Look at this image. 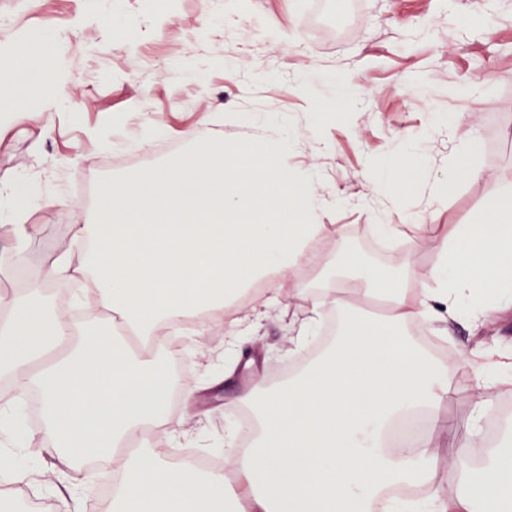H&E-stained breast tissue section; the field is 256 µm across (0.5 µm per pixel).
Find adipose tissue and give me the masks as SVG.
<instances>
[{
    "label": "adipose tissue",
    "instance_id": "obj_1",
    "mask_svg": "<svg viewBox=\"0 0 512 512\" xmlns=\"http://www.w3.org/2000/svg\"><path fill=\"white\" fill-rule=\"evenodd\" d=\"M0 102L20 108L39 136L53 128L62 106L46 74L58 63L46 36L26 34L0 51ZM40 101L37 112L22 104ZM412 149L400 147L377 166V190L391 193L411 179ZM309 177L288 164L280 137L244 138L232 145L191 136L188 148L138 174L102 181L96 223L72 211L70 247L47 280L93 278L98 306L122 312L139 336L158 337L190 315L194 335L212 324L236 336L243 320L236 299L251 293L256 307L298 300L305 317L297 345L324 315L340 314L332 350L287 385L264 394L250 446L234 448V485L223 475L139 454L124 472V488L102 512H368L377 490L422 481L425 502L389 500L383 512H512V443L500 444L486 468L466 460L487 411L483 398L512 385V352L478 346L464 357L479 402L467 420H441L433 407L447 399L446 370L424 352L403 350L407 328L430 329L462 317L482 322L512 311V194L495 196L472 224L454 225L437 243L442 255L428 273L400 276L370 270L349 282L327 279L284 296L277 279L303 274L302 259L323 240L345 255L349 225L328 233L315 223ZM267 281L263 290L253 285ZM385 301L381 319L353 312L349 297ZM0 323V376L20 389L38 387L51 453L68 466L111 458L145 428L168 421L167 380L155 350H132L106 326L75 329L40 288L14 294ZM430 409V423L448 436L455 458L448 470L430 462L428 441L385 449L390 423L410 408Z\"/></svg>",
    "mask_w": 512,
    "mask_h": 512
}]
</instances>
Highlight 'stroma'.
Listing matches in <instances>:
<instances>
[{
  "label": "stroma",
  "mask_w": 512,
  "mask_h": 512,
  "mask_svg": "<svg viewBox=\"0 0 512 512\" xmlns=\"http://www.w3.org/2000/svg\"><path fill=\"white\" fill-rule=\"evenodd\" d=\"M89 2L0 0V19L11 21L0 26V45L23 32L57 33L54 49L66 63L61 90L68 99L47 138L20 121L0 129V184L36 186L39 200L25 217L40 227L23 262L0 271V297L28 287L67 249L70 221L54 197L91 214L92 204L75 191L78 183L91 188L177 156L192 132L227 141L285 135L289 163L311 173L308 189L322 201L317 223L350 225L353 243L383 267L430 269L441 260L435 241L447 236L449 225L473 222L492 197L512 192V0H485V18L470 29L461 28L457 16L469 11L472 0H354L351 8L344 0H321L324 25L350 19L333 39L302 22L304 0H247L236 13L226 11L225 0H176V18L161 25L146 20L144 0L116 6L106 0L101 19L83 25L77 18ZM117 19L137 24L133 48L113 47ZM271 20L295 33L290 50L264 37ZM301 77L323 97L334 93L337 79L349 80L353 106L347 116L313 128L297 86ZM475 81L479 89L463 94ZM216 114L224 115V124L212 123ZM452 118L477 131L483 178L454 176L463 144L448 134ZM151 123L165 134L141 144ZM98 129L111 139L110 153L93 138ZM400 143L416 150L413 182L398 195L377 192L368 162ZM438 180L447 187L435 198L431 190ZM405 217L427 227L413 244L385 250L364 232L365 225L397 224ZM238 309L245 324L234 343H227L220 322L206 338L184 339L180 404L145 443L164 460L184 454L172 437L177 424L193 443L191 455L218 459L224 475H231L233 455L224 437L241 427L233 409L243 390L277 388L293 376L300 358L290 324L302 310L274 308L260 315L246 295ZM429 337L445 342L458 358L479 345L511 348L512 313L479 326L455 320ZM1 407L16 412L24 438L0 444V453L18 458L37 481L0 494L29 491L54 503L69 481L94 512L101 489L126 468V457L68 471L44 451L42 426L25 393L0 389Z\"/></svg>",
  "instance_id": "1"
}]
</instances>
